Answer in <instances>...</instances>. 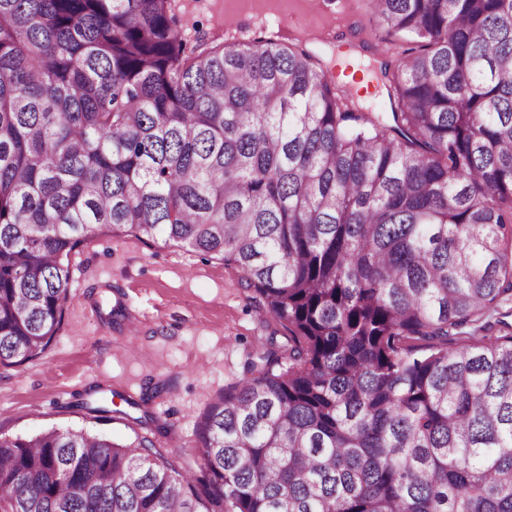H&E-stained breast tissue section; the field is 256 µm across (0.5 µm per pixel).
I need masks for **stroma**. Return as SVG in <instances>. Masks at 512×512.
<instances>
[{
    "instance_id": "35a3bbf8",
    "label": "stroma",
    "mask_w": 512,
    "mask_h": 512,
    "mask_svg": "<svg viewBox=\"0 0 512 512\" xmlns=\"http://www.w3.org/2000/svg\"><path fill=\"white\" fill-rule=\"evenodd\" d=\"M187 41L206 36L231 46L259 36L303 43L320 53L338 94L361 111H389L381 62L397 63L408 37L391 33L371 0H304L330 19L315 29L289 23L283 0H177ZM71 299L49 349L16 371H0V435L83 429L117 441L135 437L134 418L151 413L166 424L157 449L174 468L200 462L197 428L209 403L244 372L269 337L288 332L247 291L234 266L160 241L102 234L71 258ZM124 308L126 316L115 315ZM139 324L127 332L129 321ZM98 401L108 417L82 404Z\"/></svg>"
}]
</instances>
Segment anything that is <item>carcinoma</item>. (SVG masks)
Segmentation results:
<instances>
[{
  "instance_id": "1",
  "label": "carcinoma",
  "mask_w": 512,
  "mask_h": 512,
  "mask_svg": "<svg viewBox=\"0 0 512 512\" xmlns=\"http://www.w3.org/2000/svg\"><path fill=\"white\" fill-rule=\"evenodd\" d=\"M413 37L383 124L174 0H0V370L101 233L218 256L288 330L208 406L200 471L0 436V512H512V0H371Z\"/></svg>"
}]
</instances>
